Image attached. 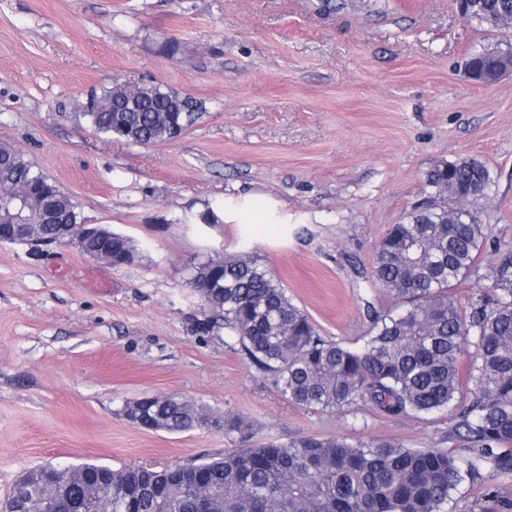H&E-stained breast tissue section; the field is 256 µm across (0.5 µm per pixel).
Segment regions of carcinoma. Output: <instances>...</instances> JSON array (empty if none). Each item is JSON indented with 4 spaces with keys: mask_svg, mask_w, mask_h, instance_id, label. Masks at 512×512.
<instances>
[{
    "mask_svg": "<svg viewBox=\"0 0 512 512\" xmlns=\"http://www.w3.org/2000/svg\"><path fill=\"white\" fill-rule=\"evenodd\" d=\"M465 18L478 26L512 28V0H471ZM512 58V43L469 55L466 69L488 71ZM94 105L83 106L91 127L109 139L155 145L171 141L172 125L186 131L198 118L196 104L155 83L113 85ZM434 199L394 224L376 245L372 284L393 296L397 308L370 309L371 328L358 346L327 339L308 315L247 252L197 267L214 269L217 291L206 297V331L224 324L227 344L240 346L253 365L268 374L288 401L316 410H342L362 402L387 416L454 413V435L467 443L463 454L443 448L412 449L377 439L305 437L286 444L239 448L220 459L162 470L112 468L101 463L74 466L68 499H84L82 476L112 495V512H194L200 498L212 512H446L458 486L482 478L489 463L512 473V245L497 247L498 258L482 271L487 244L477 208L462 197L491 186L487 168L475 160L441 162L427 174ZM60 187L24 154L0 145V204L22 199L21 220L42 238L55 225L42 218L40 195ZM457 201L450 209L437 197ZM473 280L478 293L463 307L451 293ZM475 348L468 371L472 398L461 397L459 359L465 344ZM126 418L170 432L205 426L224 435L244 434L250 424L238 414L216 417L179 396L146 395L128 402ZM37 470L19 477L8 496L14 512H43Z\"/></svg>",
    "mask_w": 512,
    "mask_h": 512,
    "instance_id": "cac0c4a2",
    "label": "carcinoma"
}]
</instances>
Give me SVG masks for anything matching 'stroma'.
<instances>
[{
    "instance_id": "stroma-1",
    "label": "stroma",
    "mask_w": 512,
    "mask_h": 512,
    "mask_svg": "<svg viewBox=\"0 0 512 512\" xmlns=\"http://www.w3.org/2000/svg\"><path fill=\"white\" fill-rule=\"evenodd\" d=\"M509 39L455 0H0V142L138 252L114 267L0 242V502L46 464L160 470L307 436L460 453L445 411L288 402L223 329L195 331L190 278L248 250L323 336L356 343L367 306H394L363 279L376 245L427 199V173L462 158L492 179L476 203L489 240L512 243V76L464 68ZM117 79L191 97L199 118L163 145L108 139L81 106ZM251 203L278 223H241ZM147 394L251 429H141L123 408ZM448 510L512 512V474L463 482Z\"/></svg>"
}]
</instances>
